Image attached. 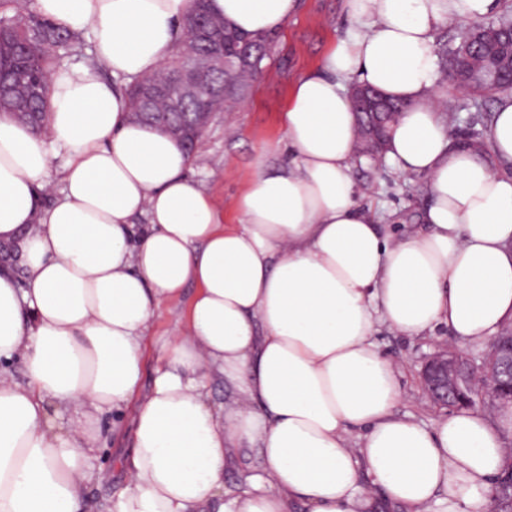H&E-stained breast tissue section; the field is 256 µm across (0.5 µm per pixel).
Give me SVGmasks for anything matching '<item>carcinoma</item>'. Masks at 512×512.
Returning a JSON list of instances; mask_svg holds the SVG:
<instances>
[{"instance_id": "1", "label": "carcinoma", "mask_w": 512, "mask_h": 512, "mask_svg": "<svg viewBox=\"0 0 512 512\" xmlns=\"http://www.w3.org/2000/svg\"><path fill=\"white\" fill-rule=\"evenodd\" d=\"M85 44L82 34L55 26L34 12L23 8L19 0H0V74L12 87L0 114L16 112L29 113L26 124L41 133L46 127L48 99L50 94L49 75L70 66V58L80 55ZM261 71V62L244 63L230 72L224 79V102L215 106L221 112L231 107L243 93L248 78ZM441 80H453L469 95L468 102L453 106L450 112L474 110L483 112L487 99L506 91L512 66L505 49L492 47L482 55H467L461 45L456 44L445 50L440 57ZM404 104L378 96L373 111L378 113L382 130L380 145L366 158L376 160L384 153L390 123L384 121V113L401 112Z\"/></svg>"}]
</instances>
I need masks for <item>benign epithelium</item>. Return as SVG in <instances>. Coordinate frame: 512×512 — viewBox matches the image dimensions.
I'll use <instances>...</instances> for the list:
<instances>
[{"label": "benign epithelium", "instance_id": "7a95c632", "mask_svg": "<svg viewBox=\"0 0 512 512\" xmlns=\"http://www.w3.org/2000/svg\"><path fill=\"white\" fill-rule=\"evenodd\" d=\"M189 37L203 42L197 53L165 63L175 72L174 87L168 90L166 119L151 120L150 108L158 88L148 78L141 81L140 103L137 119L147 118L150 124L177 138L183 134L185 110L190 99L200 89H205L209 100H224V83L218 78L229 66V57L224 54L222 35L224 22L204 15H190L184 21ZM481 24L474 22L464 26L460 37L471 46L472 51H481L476 31ZM420 386L428 399L438 407L475 405L489 397L502 405L512 402V331L500 330L487 350L477 356H462L444 345L433 352L424 362L420 374Z\"/></svg>", "mask_w": 512, "mask_h": 512}]
</instances>
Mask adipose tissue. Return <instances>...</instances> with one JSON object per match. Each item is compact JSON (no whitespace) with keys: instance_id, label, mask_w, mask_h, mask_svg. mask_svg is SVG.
<instances>
[{"instance_id":"adipose-tissue-1","label":"adipose tissue","mask_w":512,"mask_h":512,"mask_svg":"<svg viewBox=\"0 0 512 512\" xmlns=\"http://www.w3.org/2000/svg\"><path fill=\"white\" fill-rule=\"evenodd\" d=\"M192 6L30 2L59 26L95 25L99 65L52 75L47 133L0 115V512H84L101 420L127 408L113 512H488L512 408L493 420L458 409L428 428L395 415L399 366L373 337L443 324L471 346L512 320V92L497 96L487 152L454 140L436 98L438 30L483 21L499 0H345L352 31L282 114L292 159L256 164L233 226L182 144L128 116L124 83L163 68ZM208 6L228 27L272 33L299 0ZM352 77L406 105L386 157L427 178L423 230L393 236L358 203ZM189 283L186 326L159 338L141 393L146 334ZM238 448L259 464L228 498Z\"/></svg>"}]
</instances>
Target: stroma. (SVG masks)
<instances>
[{
	"label": "stroma",
	"mask_w": 512,
	"mask_h": 512,
	"mask_svg": "<svg viewBox=\"0 0 512 512\" xmlns=\"http://www.w3.org/2000/svg\"><path fill=\"white\" fill-rule=\"evenodd\" d=\"M351 28L344 0H300L298 13L277 31L269 47L261 78L248 85L232 108L216 114L203 132L192 153L191 173L212 196L225 223H237V203L248 187L257 159H264L273 170L287 165L290 151L280 115L289 91L298 77L318 68L330 46L347 37ZM353 178L359 203L371 206L388 232L400 235L419 228L429 201L425 176L401 174L390 161L382 166L364 161L356 163ZM194 294V284H187L170 311L162 312L153 322L145 349L143 388H150L157 364L154 339L170 334L175 316L186 315ZM374 341L383 356L400 366L397 379L405 397L397 404L396 413L431 426L441 410L423 397L419 370L425 356L447 343V327L415 337L383 325ZM102 426L103 448L90 469L91 512H111L113 501L126 485L120 460L132 451L128 416L105 415Z\"/></svg>",
	"instance_id": "stroma-1"
}]
</instances>
